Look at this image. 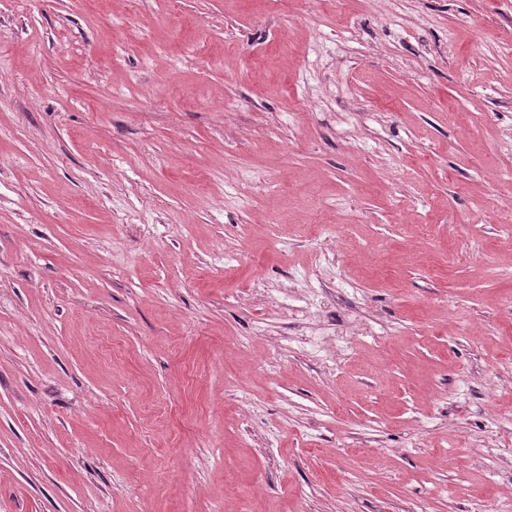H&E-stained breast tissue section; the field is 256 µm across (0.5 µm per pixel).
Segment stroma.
Wrapping results in <instances>:
<instances>
[{
	"label": "stroma",
	"mask_w": 512,
	"mask_h": 512,
	"mask_svg": "<svg viewBox=\"0 0 512 512\" xmlns=\"http://www.w3.org/2000/svg\"><path fill=\"white\" fill-rule=\"evenodd\" d=\"M512 504V0H0V512Z\"/></svg>",
	"instance_id": "stroma-1"
}]
</instances>
